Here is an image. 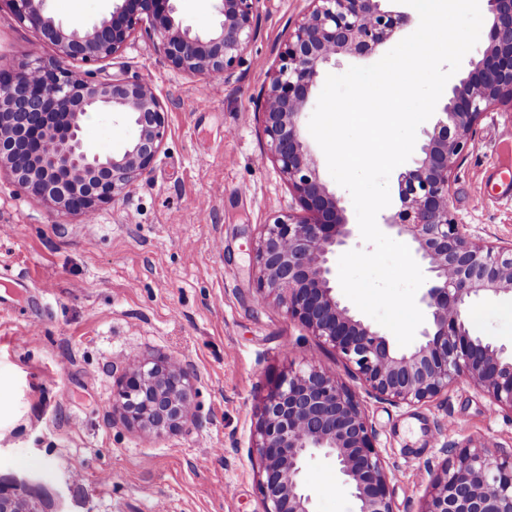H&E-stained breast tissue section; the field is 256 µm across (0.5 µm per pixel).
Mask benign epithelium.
<instances>
[{"label":"benign epithelium","mask_w":512,"mask_h":512,"mask_svg":"<svg viewBox=\"0 0 512 512\" xmlns=\"http://www.w3.org/2000/svg\"><path fill=\"white\" fill-rule=\"evenodd\" d=\"M16 18L42 33L61 57L113 56L141 29L176 69L229 78L246 62L261 0H218L216 27L199 34L176 18L175 0H115L88 27L49 15L45 0H9ZM311 10L288 32L279 65L263 93L269 159L295 193L303 215L262 225L254 249L257 290L345 361L365 393L415 406L467 381L491 408L512 415V350L474 334L471 304L512 296V244L477 240L457 223L449 201L459 157L475 144L476 126L496 105L512 106V0H487L488 44L448 89L433 130L423 129L420 155L398 176L400 206L384 228L408 241L426 273L419 303L427 321L417 345L397 350L336 291V256L355 237L341 198L330 190L309 149L301 116L321 70L351 55L365 57L409 17L389 0H310ZM95 109L127 118L135 134L112 155L81 135V117ZM167 133V112L141 81L100 83L39 57L0 66V170L65 213L86 217L134 188L152 167ZM192 365L168 357H136L124 366L112 416L157 434L201 424L191 394ZM378 433L356 390L312 362H291L270 384L253 433L260 464L259 512H313L304 480L307 459L332 458L337 487L356 512H394L391 473ZM432 481L419 512H512V448L465 446ZM0 512H41L0 490Z\"/></svg>","instance_id":"1"}]
</instances>
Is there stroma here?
<instances>
[{
    "mask_svg": "<svg viewBox=\"0 0 512 512\" xmlns=\"http://www.w3.org/2000/svg\"><path fill=\"white\" fill-rule=\"evenodd\" d=\"M72 26L107 16L112 0H47ZM309 0H262L243 67L210 95L203 76L174 69L138 32L117 55L68 61L98 82L151 85L168 131L152 168L93 218L66 214L0 172V487L45 512H258L252 434L269 381L287 359L344 373L338 355L273 301L261 300L251 243L262 225L301 215L272 162L259 97L288 30ZM58 58L54 44L0 0V58ZM83 134L98 153L121 150L133 129L90 111ZM512 164V108L476 127L456 165L451 208L476 238L512 242V201L485 196L494 167ZM474 334L512 344V298L475 303ZM189 361L201 426L155 435L112 417L122 360ZM392 474L395 512H419L446 457L443 443L512 448V415L461 382L432 402L364 398ZM336 466L307 462L314 512H354Z\"/></svg>",
    "mask_w": 512,
    "mask_h": 512,
    "instance_id": "1",
    "label": "stroma"
}]
</instances>
